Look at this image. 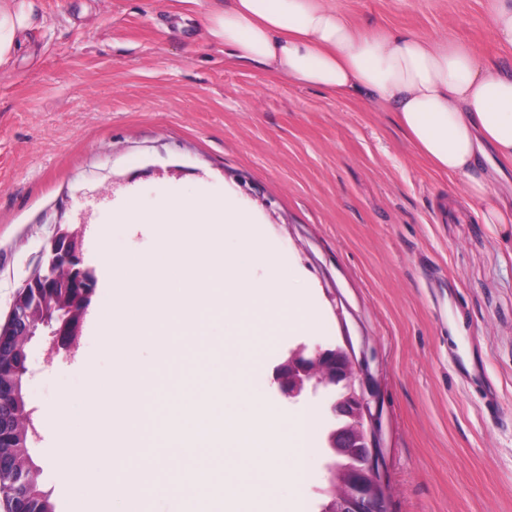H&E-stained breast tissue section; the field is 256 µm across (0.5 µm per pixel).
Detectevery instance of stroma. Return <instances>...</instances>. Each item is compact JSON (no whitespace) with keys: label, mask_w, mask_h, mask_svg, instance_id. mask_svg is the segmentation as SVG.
Segmentation results:
<instances>
[{"label":"stroma","mask_w":512,"mask_h":512,"mask_svg":"<svg viewBox=\"0 0 512 512\" xmlns=\"http://www.w3.org/2000/svg\"><path fill=\"white\" fill-rule=\"evenodd\" d=\"M34 23L0 75V323L61 229H82L97 285L74 357L27 347L33 456L56 512L66 463L43 410L84 398L115 360L97 313L112 261L153 254L152 225L123 219L202 196L229 199L258 230L247 276L289 270L321 323L258 337L260 422L312 410L330 391L284 396L273 380L306 347L349 353L367 403L387 512H512V224H483L462 178L429 166L390 113L229 61L201 36L212 0H33ZM355 24L456 39L504 70L512 52L490 0H332Z\"/></svg>","instance_id":"35a3bbf8"}]
</instances>
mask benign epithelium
<instances>
[{"label":"benign epithelium","instance_id":"1","mask_svg":"<svg viewBox=\"0 0 512 512\" xmlns=\"http://www.w3.org/2000/svg\"><path fill=\"white\" fill-rule=\"evenodd\" d=\"M72 242V233L59 231L51 240L46 264L39 268L21 287L28 292V285L40 281L48 283L55 269L63 265L74 266L77 281L91 284L96 280L93 269L83 265L82 251L66 245ZM91 293L81 294L79 303L68 307L57 320L48 319L34 324L30 320L24 299H14L6 323L0 325V349L8 345L13 332L23 330L34 336L41 328L49 330L52 341L48 354L64 353L69 356L77 347L82 320L89 308ZM275 380L281 393L287 397L299 396L309 385L318 384L337 390L332 413L343 419L344 425L337 431L341 437L342 452L350 461L332 473L337 487L336 512H387L384 495L377 476L372 448L364 429L366 402L355 388L352 360L341 348H316L310 355L294 352L275 369Z\"/></svg>","mask_w":512,"mask_h":512}]
</instances>
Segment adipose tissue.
Masks as SVG:
<instances>
[{
  "label": "adipose tissue",
  "instance_id": "1",
  "mask_svg": "<svg viewBox=\"0 0 512 512\" xmlns=\"http://www.w3.org/2000/svg\"><path fill=\"white\" fill-rule=\"evenodd\" d=\"M32 25L25 0H0V74ZM202 34L230 60L391 113L433 168L467 180L486 224H512V73L455 40L368 31L329 0H216Z\"/></svg>",
  "mask_w": 512,
  "mask_h": 512
}]
</instances>
